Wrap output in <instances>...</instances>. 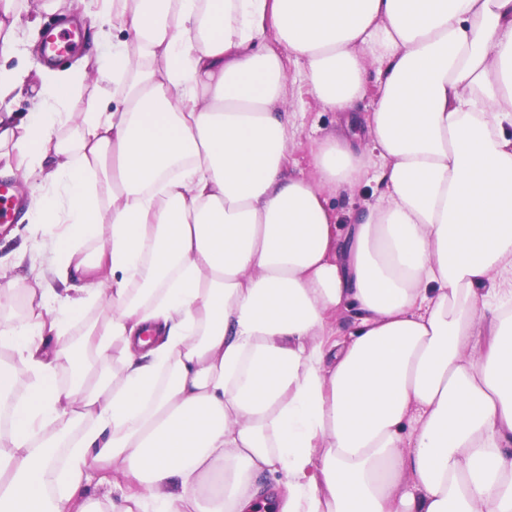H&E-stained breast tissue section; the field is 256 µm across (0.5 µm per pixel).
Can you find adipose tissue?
Segmentation results:
<instances>
[{
    "instance_id": "1",
    "label": "adipose tissue",
    "mask_w": 512,
    "mask_h": 512,
    "mask_svg": "<svg viewBox=\"0 0 512 512\" xmlns=\"http://www.w3.org/2000/svg\"><path fill=\"white\" fill-rule=\"evenodd\" d=\"M81 6L111 69L49 72L20 128L0 67V174L51 252L0 321V512H512V0L42 4ZM291 65L365 139L307 176ZM371 187H361L356 194L350 197L329 195L328 198L334 208H336V211L344 218L346 212L351 211L355 213L364 208L366 204L374 202L375 196Z\"/></svg>"
}]
</instances>
